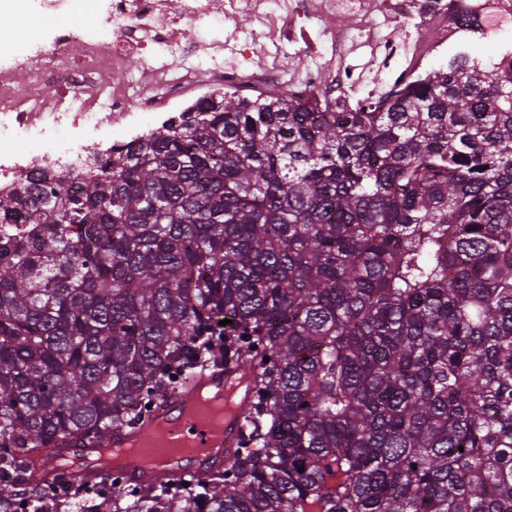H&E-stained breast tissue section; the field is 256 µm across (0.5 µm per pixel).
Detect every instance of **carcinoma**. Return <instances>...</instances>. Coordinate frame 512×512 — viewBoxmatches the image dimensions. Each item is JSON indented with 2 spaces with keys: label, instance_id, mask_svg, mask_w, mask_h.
<instances>
[{
  "label": "carcinoma",
  "instance_id": "obj_1",
  "mask_svg": "<svg viewBox=\"0 0 512 512\" xmlns=\"http://www.w3.org/2000/svg\"><path fill=\"white\" fill-rule=\"evenodd\" d=\"M487 37L334 112L226 93L75 191L0 198V512H512V49ZM219 362L254 391L223 470L34 479L36 449L99 446Z\"/></svg>",
  "mask_w": 512,
  "mask_h": 512
}]
</instances>
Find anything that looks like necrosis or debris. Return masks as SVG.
Wrapping results in <instances>:
<instances>
[{
	"label": "necrosis or debris",
	"instance_id": "obj_1",
	"mask_svg": "<svg viewBox=\"0 0 512 512\" xmlns=\"http://www.w3.org/2000/svg\"><path fill=\"white\" fill-rule=\"evenodd\" d=\"M20 10L36 32L0 47V196L33 173L80 176L95 156L245 84L326 76L329 105L370 100L380 76L407 82L425 47L460 40L471 17L499 29L512 0H0V15ZM342 15L354 20L344 31ZM291 52L305 68L287 63ZM134 57L144 76L131 75Z\"/></svg>",
	"mask_w": 512,
	"mask_h": 512
}]
</instances>
